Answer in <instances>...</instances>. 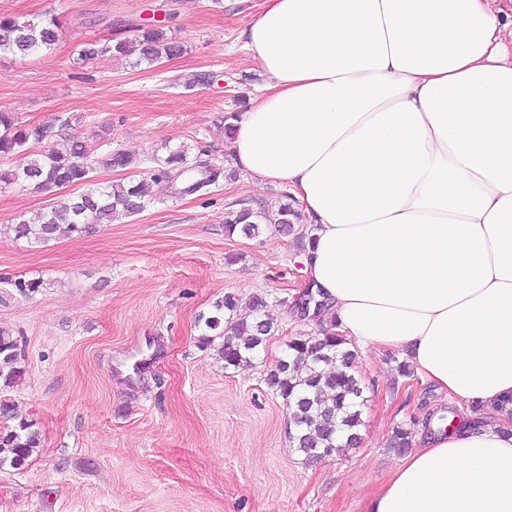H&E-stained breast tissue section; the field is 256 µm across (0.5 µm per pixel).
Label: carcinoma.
I'll use <instances>...</instances> for the list:
<instances>
[{"instance_id":"1","label":"carcinoma","mask_w":512,"mask_h":512,"mask_svg":"<svg viewBox=\"0 0 512 512\" xmlns=\"http://www.w3.org/2000/svg\"><path fill=\"white\" fill-rule=\"evenodd\" d=\"M60 27L54 15L42 18L1 15L0 51L23 57L50 51L58 41ZM182 52L183 44L175 36L163 26L153 25L136 28L130 40L102 46L86 43L78 50V60L110 54L133 56L135 64L151 65ZM52 129L51 125L24 127L11 113L0 112V154L20 157L16 168L0 172V182L32 185L47 192L62 191L72 185L84 186L77 196H57L37 223L18 221L13 226L16 237L46 243L62 235L88 233L98 224H110L144 208L148 196L146 181L114 183L97 176L100 170L132 167V155L121 150L96 153L87 141L78 137L45 153L35 151L34 145L50 137ZM182 176L186 180L180 193L194 194L214 183L218 174L201 161L189 163L182 149L169 152L152 174L155 180L174 181ZM287 199L289 202L271 214L258 215L248 208L229 211L224 221L226 236L256 237L262 231L263 222L277 224L289 233L294 231V221L300 219V213L292 196ZM330 306L331 301L320 296L317 331L292 338L287 351L266 375L267 386L282 398L288 410L292 426L290 443L308 461L353 448L361 441L358 427L365 385L356 371L358 352L336 331V320L328 318ZM238 307L235 295H224L223 300L215 303L212 314L204 319V333L199 337V343L206 348L220 340L218 355L226 370L251 363L278 330L277 318L268 310L265 299L254 298L252 314L247 317L238 313ZM16 349L10 332L0 328V381L6 386L16 383L22 375L17 367ZM451 414H455L453 408L437 406L426 414L422 427L429 431L434 423L442 426ZM413 434L414 430L404 425L394 427L388 447L397 453L405 452L412 445ZM39 445V433L25 422L0 434V468L23 466Z\"/></svg>"}]
</instances>
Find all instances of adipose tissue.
<instances>
[{"instance_id": "adipose-tissue-1", "label": "adipose tissue", "mask_w": 512, "mask_h": 512, "mask_svg": "<svg viewBox=\"0 0 512 512\" xmlns=\"http://www.w3.org/2000/svg\"><path fill=\"white\" fill-rule=\"evenodd\" d=\"M512 9L265 0L234 164L298 201L305 272L361 349L401 352L485 426L427 436L364 512H512Z\"/></svg>"}]
</instances>
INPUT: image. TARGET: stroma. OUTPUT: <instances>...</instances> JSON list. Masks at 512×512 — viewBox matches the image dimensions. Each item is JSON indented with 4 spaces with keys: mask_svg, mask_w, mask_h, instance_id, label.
I'll return each instance as SVG.
<instances>
[{
    "mask_svg": "<svg viewBox=\"0 0 512 512\" xmlns=\"http://www.w3.org/2000/svg\"><path fill=\"white\" fill-rule=\"evenodd\" d=\"M263 0H0V15L56 14L53 50L0 54V111L25 126L54 124L53 143L79 136L98 151L137 157L99 178L150 180L143 211L83 236L32 244L13 224L52 194L0 182V326L17 341L23 374L0 384V433L31 424L41 438L26 464L0 469V512H363L400 457L393 428L446 404L420 377L396 371L397 352H361L368 390L359 447L306 463L289 442L288 413L265 376L286 342L313 323L290 307L307 284L294 235L264 225L227 237L229 210L271 212L287 187L236 167L224 118L246 111L264 83L240 37ZM168 18L183 53L133 65L77 63L86 41L131 37L149 10ZM185 149L222 171L191 194L151 181L158 158ZM42 280L22 295L12 281ZM242 313L266 298L279 329L251 364L225 369L202 348L199 316L224 294Z\"/></svg>",
    "mask_w": 512,
    "mask_h": 512,
    "instance_id": "stroma-1",
    "label": "stroma"
}]
</instances>
